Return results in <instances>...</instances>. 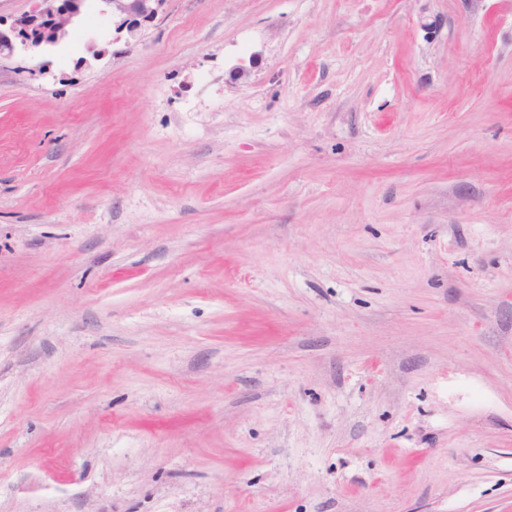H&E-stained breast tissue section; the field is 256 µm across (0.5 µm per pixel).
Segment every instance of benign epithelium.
Segmentation results:
<instances>
[{
  "instance_id": "obj_1",
  "label": "benign epithelium",
  "mask_w": 512,
  "mask_h": 512,
  "mask_svg": "<svg viewBox=\"0 0 512 512\" xmlns=\"http://www.w3.org/2000/svg\"><path fill=\"white\" fill-rule=\"evenodd\" d=\"M88 0H35L34 6L0 22V59L17 52L36 54L70 39L87 8ZM99 12L112 19L115 28L137 40L142 24L157 18L165 0H98Z\"/></svg>"
}]
</instances>
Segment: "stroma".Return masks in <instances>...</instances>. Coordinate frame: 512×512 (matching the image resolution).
<instances>
[{
  "label": "stroma",
  "instance_id": "1",
  "mask_svg": "<svg viewBox=\"0 0 512 512\" xmlns=\"http://www.w3.org/2000/svg\"><path fill=\"white\" fill-rule=\"evenodd\" d=\"M0 512H512V0L0 61Z\"/></svg>",
  "mask_w": 512,
  "mask_h": 512
}]
</instances>
